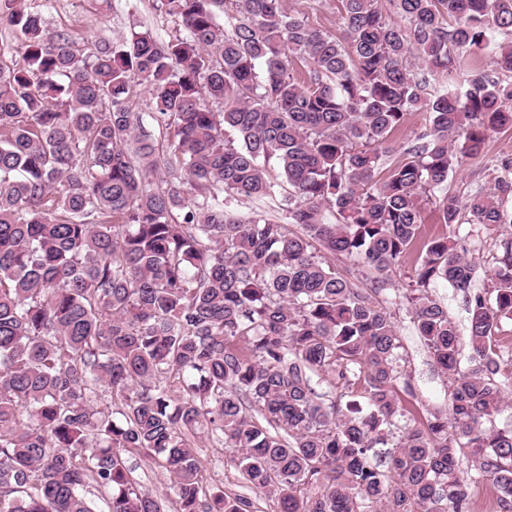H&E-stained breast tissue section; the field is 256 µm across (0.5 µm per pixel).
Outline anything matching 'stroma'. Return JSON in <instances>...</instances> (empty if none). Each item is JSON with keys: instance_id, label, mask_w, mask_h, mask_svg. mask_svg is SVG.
<instances>
[{"instance_id": "1", "label": "stroma", "mask_w": 512, "mask_h": 512, "mask_svg": "<svg viewBox=\"0 0 512 512\" xmlns=\"http://www.w3.org/2000/svg\"><path fill=\"white\" fill-rule=\"evenodd\" d=\"M29 3L41 13L50 30L69 31L74 48L81 50L95 38H116L127 33L132 21H154L158 0H136V7L131 12L108 9L105 0H29ZM506 156L512 157V129L491 134L483 155L469 160L456 174L449 176L439 192L440 197L464 199L470 191L483 184L485 167L497 164ZM459 235L470 256L479 265L477 287H488L490 275L501 253L502 233L478 225L463 224L459 227ZM412 270L413 266L409 263L394 270L386 289L379 293L378 298L391 311L406 350L402 368L411 378L414 393L406 397L405 402L415 417L422 418L430 411L447 410L448 379L436 366L411 321L404 293ZM196 450L206 466V484L219 485L225 492L248 498L255 512H278L276 499L253 489L244 480L227 448L213 445L203 434L196 441Z\"/></svg>"}]
</instances>
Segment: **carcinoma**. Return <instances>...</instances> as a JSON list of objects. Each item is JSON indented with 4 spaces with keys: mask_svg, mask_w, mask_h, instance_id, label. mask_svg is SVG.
<instances>
[{
    "mask_svg": "<svg viewBox=\"0 0 512 512\" xmlns=\"http://www.w3.org/2000/svg\"><path fill=\"white\" fill-rule=\"evenodd\" d=\"M388 2L336 0L333 33L288 0H160L177 35L135 25L77 53L0 0L25 47L21 65L0 47V512H94L91 484L108 512H165L134 455L169 473L176 512H250L204 484L202 433L279 512H470L486 478L512 512V428L494 425L512 365L493 341L512 240L481 291L455 234L512 227V158L423 235L435 191L512 127V0ZM416 111L425 126L387 162ZM336 254L377 277L356 286ZM412 257L406 299L450 403L391 445L413 389L375 295ZM436 282L462 296L467 338ZM358 383L366 407L341 406Z\"/></svg>",
    "mask_w": 512,
    "mask_h": 512,
    "instance_id": "1",
    "label": "carcinoma"
}]
</instances>
